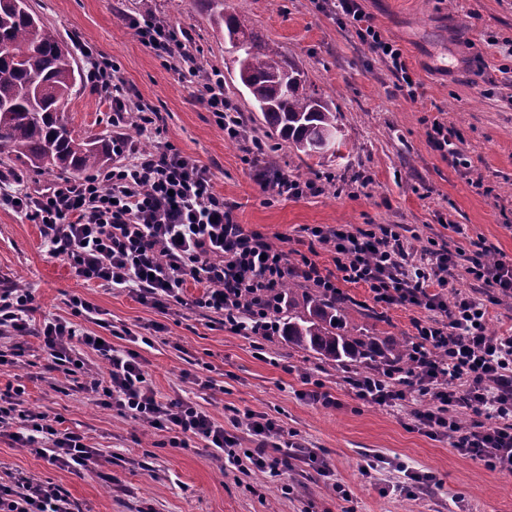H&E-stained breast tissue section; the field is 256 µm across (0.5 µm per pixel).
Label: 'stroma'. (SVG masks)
<instances>
[{"instance_id":"35a3bbf8","label":"stroma","mask_w":512,"mask_h":512,"mask_svg":"<svg viewBox=\"0 0 512 512\" xmlns=\"http://www.w3.org/2000/svg\"><path fill=\"white\" fill-rule=\"evenodd\" d=\"M321 2L224 0L226 12L280 46L331 102L344 140L340 157L325 159L307 158L284 142L257 166L245 162L242 139L229 138L200 99L202 74L219 72L226 96L242 114L245 137L264 136L233 72L224 33L201 0H30L69 45H85L116 63L132 96L164 117L154 137L113 125L111 96L85 82L63 108L70 128L80 135L120 133L151 149L173 145L210 170L237 223L260 230L275 245L307 251V225L397 224L415 249L433 240L452 251L480 243L494 259L512 263V55L506 51L512 0H362L382 37L401 48L420 85L414 99ZM147 5L159 18L186 27L200 77L182 78L139 41L125 17ZM436 119L455 131L463 164L430 145ZM262 166L334 181L316 197L276 198L260 187ZM17 283L33 292L38 323L70 318L74 295L98 306L119 333L139 337L163 321L152 345H132L120 336L112 341L120 349L135 347L161 397L192 396L197 388L187 373L210 367L215 387L207 411L219 420L233 409L267 414L324 456L334 479L298 468L279 479L246 475L222 466L195 440L171 447L169 433L89 403L79 378L52 369L40 338L30 335L23 339L27 363L0 371V392L24 386L31 409L61 415L105 457L94 471L76 473L0 438V480L24 473L58 485L81 512H512V475L459 455L449 438L411 429L409 413L418 401L394 407L365 402L349 370L292 348L281 335L259 346L198 311L160 319L128 291L77 278L66 261L50 257L39 225L2 207L0 284ZM343 290L353 335L410 337L414 320L424 316L415 307L377 306L360 285ZM309 377L323 381L335 406L306 397ZM374 457L385 466L371 480L361 466ZM409 470L434 475L430 493L400 491ZM336 482L350 490V499L336 496Z\"/></svg>"}]
</instances>
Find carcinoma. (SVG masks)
<instances>
[{"mask_svg":"<svg viewBox=\"0 0 512 512\" xmlns=\"http://www.w3.org/2000/svg\"><path fill=\"white\" fill-rule=\"evenodd\" d=\"M214 21L224 26L237 80L251 95L264 128L309 158L337 154L342 140L325 138L338 132L336 110L305 73L276 44L246 31L234 14L221 12ZM82 79L68 45L29 0H0V160L60 175L104 168L112 141L82 137L60 115ZM298 292L293 282L280 289L288 304L282 326L293 347L341 364H408L410 341L384 344L375 336H352L344 328L345 301L307 288L300 292L303 310L297 311L293 299Z\"/></svg>","mask_w":512,"mask_h":512,"instance_id":"carcinoma-1","label":"carcinoma"}]
</instances>
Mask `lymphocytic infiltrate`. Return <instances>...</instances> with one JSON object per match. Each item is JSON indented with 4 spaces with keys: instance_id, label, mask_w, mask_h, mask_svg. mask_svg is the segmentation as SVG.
<instances>
[{
    "instance_id": "lymphocytic-infiltrate-1",
    "label": "lymphocytic infiltrate",
    "mask_w": 512,
    "mask_h": 512,
    "mask_svg": "<svg viewBox=\"0 0 512 512\" xmlns=\"http://www.w3.org/2000/svg\"><path fill=\"white\" fill-rule=\"evenodd\" d=\"M332 10L387 65L408 96L416 97L418 85L401 49L388 46L360 0H333ZM128 23L167 67L182 59L184 28L149 11L129 16ZM87 78L111 93L113 123L134 112L143 133H158L160 114L131 99L117 65L91 59ZM202 101L225 134L240 138L241 115L225 96L220 74L204 84ZM112 154V166L97 174L60 175L36 189L0 186V206L40 225L51 254L63 257L83 281L126 289L164 316L181 307L211 312L241 336L267 340L279 333L278 290L290 280L332 296L342 295L343 284L361 285L378 305L427 311V318L415 323L409 366L356 376L358 397L388 407L411 396L423 398L426 408L411 414L414 427L452 438L462 456L512 474V335L488 327L490 306L512 298V263L489 261L480 245L457 257L443 247L416 254L390 224L375 230L348 224L306 227L311 242L334 252L335 268L329 271L304 254L290 259L261 231L238 224L232 207L215 192L209 169L192 157L168 145L147 151L122 137L113 139ZM325 183L322 177L281 171L263 187L276 197L300 199L320 195ZM468 279L482 284V296L464 290ZM192 282L202 285L200 296L188 297ZM34 301L29 289H0L1 368L19 365L25 354L21 339L34 333L65 374L83 376L87 400L141 426L170 432L172 447L194 438L242 473L273 477L290 469L288 451L295 448L317 475L331 477L326 459L268 416L234 415L223 424L199 403L158 396L138 352L98 342L86 331L89 322L108 325L93 303L72 297L71 319L47 318L36 328ZM85 347L105 364V375L83 363ZM464 415L472 424L461 426ZM61 423V417L28 408L24 388L0 393V438L34 449L52 464L89 470L100 449ZM240 428L257 442L251 453L237 450ZM0 512H76V506L59 486L17 474L0 483Z\"/></svg>"
}]
</instances>
